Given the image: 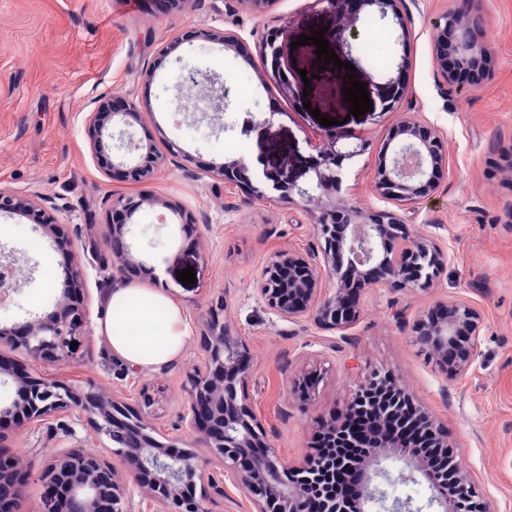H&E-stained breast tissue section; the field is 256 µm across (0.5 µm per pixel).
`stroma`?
<instances>
[{
    "label": "stroma",
    "mask_w": 512,
    "mask_h": 512,
    "mask_svg": "<svg viewBox=\"0 0 512 512\" xmlns=\"http://www.w3.org/2000/svg\"><path fill=\"white\" fill-rule=\"evenodd\" d=\"M450 2L404 0V32L376 10L362 11L355 73L335 69L308 88L301 73L313 71L317 60L298 39L335 20L312 0H275L260 15L246 0H187L179 10L166 0H0V184L50 198L58 222L73 236L65 252L31 221L0 214V225L9 228L0 237V261L33 271L0 307V328L19 326L62 298L67 281L49 282L44 270L61 274L71 259L86 262V335L52 374L131 403L149 396L145 421L184 440V383L204 362L197 343L201 316L223 299L226 321L249 352L252 407L271 448L289 465L308 453L316 416L343 411L360 383L379 370L447 432L491 512H512V0H482L496 65L473 90L446 84L433 62V24ZM202 28L231 29L251 44L278 33L295 97L284 96L270 79L269 58L256 53L247 61L222 44L195 39ZM178 36L182 44L171 48ZM369 46L386 59L385 68L366 60ZM149 69L155 72L150 81L144 77ZM195 69L221 82L227 111L204 117L180 112V84ZM244 74L251 77L246 92L237 88ZM396 75L409 89L397 105L387 83ZM350 77L365 85L373 104L357 119L350 118L342 92ZM115 95L137 103L157 148L173 143L181 149L150 181L108 175L91 151L87 116L94 100ZM408 116L433 127L447 147L448 170L438 189L403 212L414 236L447 249L446 271L427 291L360 289L356 318L342 331L319 328L308 316L280 317L258 292L259 274L282 249L319 251L313 218L301 202L263 201L242 192L216 176L214 167L239 159L253 180L305 183L316 157L309 141L321 130V118H334L336 133L365 144L361 156L342 165L337 201L371 212L392 210L395 202L381 197L375 182L387 143ZM137 194L168 200L195 222L181 227L158 207L134 217L127 235L132 253L155 262L157 278L183 307L190 330L176 362L134 373L111 354L96 326L105 317L103 294L112 282V255L100 248L112 201ZM188 267L196 279L186 286L177 275ZM458 298L474 304L483 322L473 363L452 374L415 344L410 330L436 302ZM303 369L324 374L309 406L289 381ZM105 444V437L68 414L32 426H0V446L23 460L31 475L20 512H38L39 474L48 457L69 446L99 454ZM383 467L390 497L411 499L420 512H441L430 504L421 473L405 472L403 463L390 460Z\"/></svg>",
    "instance_id": "1"
}]
</instances>
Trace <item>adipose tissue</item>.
<instances>
[{
    "mask_svg": "<svg viewBox=\"0 0 512 512\" xmlns=\"http://www.w3.org/2000/svg\"><path fill=\"white\" fill-rule=\"evenodd\" d=\"M106 317L97 332L129 367L155 370L179 358L188 330L182 307L163 289L123 281L104 294Z\"/></svg>",
    "mask_w": 512,
    "mask_h": 512,
    "instance_id": "ef3b65f1",
    "label": "adipose tissue"
}]
</instances>
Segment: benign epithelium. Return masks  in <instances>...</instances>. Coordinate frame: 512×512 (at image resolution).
Instances as JSON below:
<instances>
[{
	"instance_id": "1",
	"label": "benign epithelium",
	"mask_w": 512,
	"mask_h": 512,
	"mask_svg": "<svg viewBox=\"0 0 512 512\" xmlns=\"http://www.w3.org/2000/svg\"><path fill=\"white\" fill-rule=\"evenodd\" d=\"M402 0H316L323 9L336 14V25L323 34L329 45L352 49L358 40L357 23L361 11L374 7L380 19L392 18L404 28ZM484 17L480 0H454L434 24L433 59L437 71L448 84L460 83L456 67L476 74L470 86L478 87L492 74L493 52L483 39ZM195 37L218 42L249 61L248 42L234 30L201 29ZM259 52L271 55L272 77L283 94L291 93L288 80L282 78V46L265 39ZM88 116V134L93 154L106 171L119 170L133 182L141 183L162 170L179 150L167 146L158 150L152 139L134 137L130 128L141 121L134 101L121 95L94 101ZM227 95L204 94L198 112H223ZM405 141L392 149L390 161L382 163L376 190L401 207L411 206L436 185L439 174L448 169V157L437 133L429 126L409 118L401 123ZM318 158L308 167L307 184L277 182L272 190L241 177V160L217 168L226 180L237 182L260 200L290 202L298 195L315 213L314 232L323 243L321 254L309 255L288 249L279 251L262 269L258 291L265 304L284 318L305 315L326 330H342L355 317V299L349 294V282L356 277L370 288L390 291L425 290L433 287L448 265V252L437 244L411 237L408 224L395 212L368 214L354 205L330 203L326 197L341 187V164L365 150L364 143L338 146L339 138L316 134ZM123 155L146 151L150 163L137 160L103 162L109 150ZM162 207L188 224L191 217L181 209L157 198L140 195L120 196L112 201V214L123 217L109 225L104 245L112 253L113 269L123 278H131L143 267L126 241V226L144 206ZM0 212L28 217L61 246L71 245L63 225L45 217L42 202L16 194L0 185ZM88 317L81 296L63 298L46 314L25 321L14 333L0 330V346L21 349L43 366H56L71 358L70 345L85 335ZM482 315L470 302L459 299L439 303L419 316L412 329L416 344L429 351L440 365L455 372L467 369L475 359ZM205 352L202 369L187 380V432L194 443L209 450L201 458L191 448L164 443L147 432L139 413L127 402L78 391L50 373L31 374L0 358V376L8 374L16 385V397L0 406V425L10 420L18 425L33 424L53 414L78 413L97 434L106 436L111 452L121 467L98 454L68 448L52 457L41 473L44 488L40 512H135L131 488L145 494L148 512H204L209 490L224 492L215 477V469L230 474L246 492L256 512H347L341 497L316 500L310 494L314 472L318 471L317 452L311 450L302 463L290 467L270 448L266 432L257 420L247 393L250 364L243 341L224 323V299L219 298L202 316L198 337ZM388 385L393 398L380 402L370 399L374 423L383 425L404 412L405 391L394 379L381 374L360 384L345 415L324 418L320 427L343 433L346 417L358 410L363 393L371 387ZM410 425L425 430L434 447L444 449L446 460L431 473L413 451L374 439L361 463L338 459L335 470L356 473L360 510L369 503H383L385 491L373 484L377 477L388 478L379 468L384 459H395L412 466L426 478L432 491L430 502L444 506L446 512H489L467 474L455 464L453 450L424 408H412ZM26 469L16 457L0 450V512H19L24 496Z\"/></svg>"
}]
</instances>
